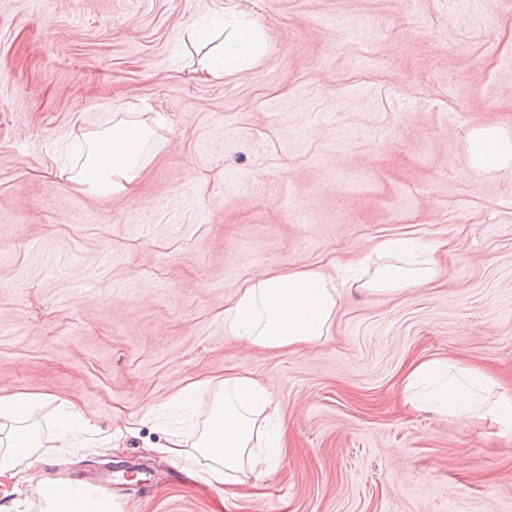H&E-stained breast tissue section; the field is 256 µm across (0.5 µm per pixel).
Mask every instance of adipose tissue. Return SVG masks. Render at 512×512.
I'll list each match as a JSON object with an SVG mask.
<instances>
[{
  "label": "adipose tissue",
  "instance_id": "1",
  "mask_svg": "<svg viewBox=\"0 0 512 512\" xmlns=\"http://www.w3.org/2000/svg\"><path fill=\"white\" fill-rule=\"evenodd\" d=\"M262 49V35L250 24L232 34L231 49H217L199 63L207 78L223 77L255 59ZM153 127L144 120H119L111 131L90 138L86 162L76 180L95 191L129 192L144 166L145 146ZM473 162L480 167H512V138L498 129L485 127L470 137ZM437 248L428 242L406 237L386 238L371 248L373 266H362L356 287L380 296H396L405 289L433 283L440 274ZM339 294L332 276L313 269L285 274H266L238 288L224 307L226 335L253 349H298L319 344L329 336L338 308ZM405 391L426 387L420 405L461 420L476 414L494 419L503 433H512V394H499L483 402L482 392L490 381L481 371L460 369L452 374L444 360L411 362L402 380ZM44 395L13 393L0 395V479L16 484L31 482L37 443L28 427L34 413L48 404ZM269 383L245 374L225 376L213 399L194 446H187L176 433L169 434L159 453L173 459L189 458L198 452L210 460V476L218 495H237L245 473L255 471L260 458L256 447L262 428L278 418ZM34 494L47 512H115L116 502L101 503L95 488L84 483L43 479L34 483Z\"/></svg>",
  "mask_w": 512,
  "mask_h": 512
}]
</instances>
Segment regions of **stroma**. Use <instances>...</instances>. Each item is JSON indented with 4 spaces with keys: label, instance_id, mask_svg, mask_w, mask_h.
<instances>
[{
    "label": "stroma",
    "instance_id": "obj_1",
    "mask_svg": "<svg viewBox=\"0 0 512 512\" xmlns=\"http://www.w3.org/2000/svg\"><path fill=\"white\" fill-rule=\"evenodd\" d=\"M254 21V63L203 81L187 28ZM162 116L134 198L74 180L75 138ZM512 0H0V394H48L34 479L98 482L121 512H512V435L405 404L411 361L512 392ZM390 237L439 247L431 285L340 287L328 339L247 350L224 303L261 274L333 273ZM275 384L286 454L246 497L156 451L182 386ZM100 448L52 436L57 405ZM134 434L104 439L124 421ZM470 153L477 166L506 169L512 165V140L497 128H481L470 136Z\"/></svg>",
    "mask_w": 512,
    "mask_h": 512
}]
</instances>
